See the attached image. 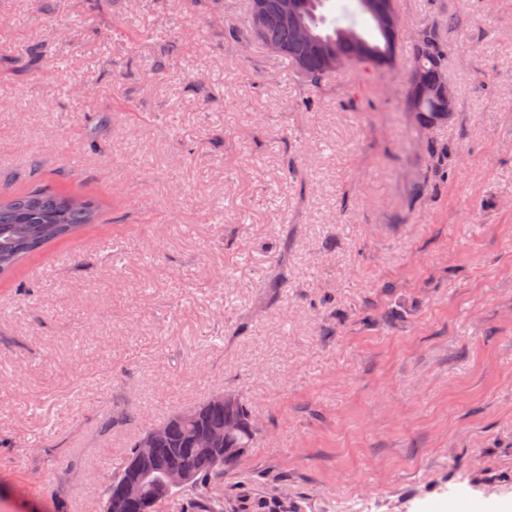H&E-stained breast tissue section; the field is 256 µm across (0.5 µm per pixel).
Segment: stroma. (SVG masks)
I'll return each mask as SVG.
<instances>
[{
    "label": "stroma",
    "mask_w": 512,
    "mask_h": 512,
    "mask_svg": "<svg viewBox=\"0 0 512 512\" xmlns=\"http://www.w3.org/2000/svg\"><path fill=\"white\" fill-rule=\"evenodd\" d=\"M396 6L388 70L313 87L229 37L249 0H0V196L100 205L0 280V512H90L224 391L261 427L225 512L512 504V0ZM419 30L426 39L427 47L423 53L413 47V70H420L423 75L436 82L438 74L447 67V51L433 25H422ZM418 31L412 37L413 46L417 41ZM439 78L437 86L443 98V105L438 112H436L440 105L438 97L423 96L417 97L413 101L408 90L409 106L411 110L416 108L419 111L417 114L425 124L434 123L437 120L433 119L440 114H448L449 118L457 108L456 96L453 89L448 85L445 72L441 73Z\"/></svg>",
    "instance_id": "stroma-1"
}]
</instances>
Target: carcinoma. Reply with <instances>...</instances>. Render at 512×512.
Here are the masks:
<instances>
[{
	"label": "carcinoma",
	"mask_w": 512,
	"mask_h": 512,
	"mask_svg": "<svg viewBox=\"0 0 512 512\" xmlns=\"http://www.w3.org/2000/svg\"><path fill=\"white\" fill-rule=\"evenodd\" d=\"M308 22L322 39L336 36L342 25L328 21L323 13L326 0H311ZM261 25L265 39L285 50L282 58L312 86L319 85L331 71L321 57L302 49L294 41L292 30L280 19V0H264ZM420 32L426 39L424 52L413 51V69H418L429 79L438 80V74L447 67V51L432 25L425 24ZM410 108L418 110L422 122H433L438 116L440 100L423 96L408 100ZM98 222V207L88 195L62 190L32 189L0 200V275L12 272L17 265L38 253L46 246L65 240L86 227ZM199 413L192 418L180 414L165 423L166 433L155 445V451L138 479L142 489L139 496L126 500L124 512H159L175 492L159 498L155 492L161 489L165 472L172 466H184L192 474L191 482L184 490L192 493L194 512H224V502L212 496V489L224 483V469L238 463H224V446L219 445L207 452L195 447V436L207 429L224 426V403L209 399L198 405ZM242 428L228 436L230 448L247 449L252 446L257 432L251 429V412L245 403L239 405ZM137 453L131 445L123 459L115 467L112 481L105 490L104 498L121 494L123 486L132 474V464Z\"/></svg>",
	"instance_id": "obj_1"
}]
</instances>
